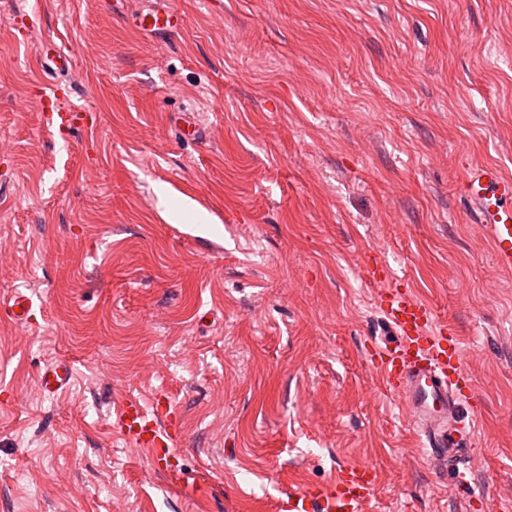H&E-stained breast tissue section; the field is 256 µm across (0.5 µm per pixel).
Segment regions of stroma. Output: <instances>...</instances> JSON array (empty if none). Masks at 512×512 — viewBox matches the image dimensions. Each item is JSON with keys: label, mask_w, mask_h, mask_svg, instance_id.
I'll return each instance as SVG.
<instances>
[{"label": "stroma", "mask_w": 512, "mask_h": 512, "mask_svg": "<svg viewBox=\"0 0 512 512\" xmlns=\"http://www.w3.org/2000/svg\"><path fill=\"white\" fill-rule=\"evenodd\" d=\"M174 2L165 42L132 24L147 0H0V303L39 306L0 319V512H282L350 463L372 512H466L377 377L372 256L460 339L475 512L512 504V274L457 191L512 173V0ZM52 40L95 117L65 141L33 81ZM160 393L172 477L108 426ZM15 307L20 308V311H16ZM33 308L34 303L32 297L22 291H15L5 305L7 318L17 324L27 322L33 314ZM73 377L72 366L65 361H58L47 366L39 376V387L43 392L57 394L63 391ZM56 383V386H53Z\"/></svg>", "instance_id": "obj_1"}]
</instances>
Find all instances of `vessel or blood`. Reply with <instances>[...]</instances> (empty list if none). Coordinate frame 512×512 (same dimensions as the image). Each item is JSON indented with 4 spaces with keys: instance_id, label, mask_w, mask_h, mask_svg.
I'll return each instance as SVG.
<instances>
[{
    "instance_id": "vessel-or-blood-1",
    "label": "vessel or blood",
    "mask_w": 512,
    "mask_h": 512,
    "mask_svg": "<svg viewBox=\"0 0 512 512\" xmlns=\"http://www.w3.org/2000/svg\"><path fill=\"white\" fill-rule=\"evenodd\" d=\"M141 32L167 38L181 30L178 9L162 4L139 12L134 21ZM37 82L41 97L42 120L59 136L90 128L92 116L86 109L66 105L63 84L54 72L68 70L71 58L49 42L36 57ZM461 197L474 205L477 222L490 245L494 267L512 274V177L493 165L470 167L462 180ZM367 281L380 289L379 304L393 333L390 342L377 346L373 358L383 385L397 391L410 426L417 435L432 468L449 472L450 491L464 500L476 499L472 482L475 473L472 441L479 430V413L470 402L471 380L464 368L459 343L437 324L433 308L395 279L377 259L365 265ZM30 295L17 291L5 306L14 323L27 322L33 312ZM73 377L68 362L47 366L39 376L42 391H63ZM113 431L122 439L144 450L154 469L178 473L176 446L181 431L169 411L165 395L145 406L134 395L123 397L114 407ZM375 493L369 467L354 463L341 466L322 485H308L288 491V512H367Z\"/></svg>"
}]
</instances>
